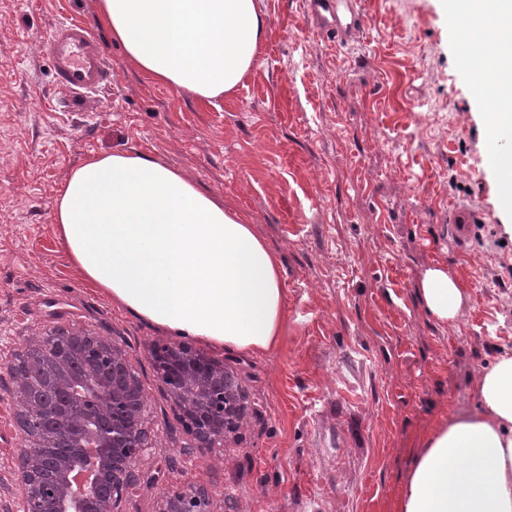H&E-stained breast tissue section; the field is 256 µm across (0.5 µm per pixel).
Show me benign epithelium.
I'll list each match as a JSON object with an SVG mask.
<instances>
[{
	"instance_id": "obj_1",
	"label": "benign epithelium",
	"mask_w": 512,
	"mask_h": 512,
	"mask_svg": "<svg viewBox=\"0 0 512 512\" xmlns=\"http://www.w3.org/2000/svg\"><path fill=\"white\" fill-rule=\"evenodd\" d=\"M151 354L200 448L236 430L244 415L241 390L224 364L183 344ZM17 414L27 433L15 512H119L139 482L145 451V394L124 351L90 330L31 336L15 360ZM63 440L50 483L40 477L44 449ZM193 489L164 495L160 512H208Z\"/></svg>"
}]
</instances>
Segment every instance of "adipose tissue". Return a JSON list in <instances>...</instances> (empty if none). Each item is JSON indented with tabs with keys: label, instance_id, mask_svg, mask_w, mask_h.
Instances as JSON below:
<instances>
[{
	"label": "adipose tissue",
	"instance_id": "adipose-tissue-1",
	"mask_svg": "<svg viewBox=\"0 0 512 512\" xmlns=\"http://www.w3.org/2000/svg\"><path fill=\"white\" fill-rule=\"evenodd\" d=\"M487 15L492 44L475 33L468 63L512 75V0H455ZM114 43L153 80L215 99L258 63L266 20L259 0H101ZM71 261L94 287L179 336L261 353L285 312L276 256L242 214L183 174L141 153L116 151L78 166L54 202ZM426 311L454 321L462 288L439 267L421 280ZM476 411L436 428L418 454L400 512H512V355L484 367Z\"/></svg>",
	"mask_w": 512,
	"mask_h": 512
}]
</instances>
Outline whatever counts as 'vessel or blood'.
<instances>
[{"instance_id": "1", "label": "vessel or blood", "mask_w": 512, "mask_h": 512, "mask_svg": "<svg viewBox=\"0 0 512 512\" xmlns=\"http://www.w3.org/2000/svg\"><path fill=\"white\" fill-rule=\"evenodd\" d=\"M308 12L318 33L333 39L345 32H359L365 25L363 15L353 7V0H308ZM493 24L488 16L448 18L449 27L465 36L491 29ZM43 50L52 61L55 86L68 106H79L87 94L96 92L111 79L107 48L83 19L58 22L47 35ZM487 127L491 139L501 146L496 160L502 169L499 201L502 207L512 208V129L492 120Z\"/></svg>"}]
</instances>
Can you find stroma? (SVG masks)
Returning a JSON list of instances; mask_svg holds the SVG:
<instances>
[{
	"instance_id": "1",
	"label": "stroma",
	"mask_w": 512,
	"mask_h": 512,
	"mask_svg": "<svg viewBox=\"0 0 512 512\" xmlns=\"http://www.w3.org/2000/svg\"><path fill=\"white\" fill-rule=\"evenodd\" d=\"M260 4L278 60L209 101L129 62L99 0H0V512L19 493L10 365L27 336L87 328L126 350L147 449L124 512H159L164 491L187 487L209 512H400L431 432L475 411L479 372L512 354V210L497 203L487 102L451 0H356L367 25L340 46L305 24L307 0ZM71 16L107 44L112 70L74 112L56 107L42 49ZM283 87L294 111L275 109ZM112 151L162 161L248 215L282 262L277 346L181 339L242 386L243 420L221 445L195 447L154 366L152 348L175 335L87 286L58 237L69 175ZM458 206L475 216L463 240L448 230ZM431 267L465 291L453 323L423 305Z\"/></svg>"
}]
</instances>
